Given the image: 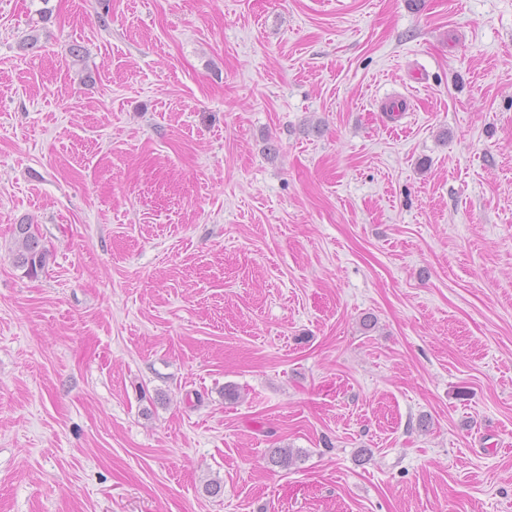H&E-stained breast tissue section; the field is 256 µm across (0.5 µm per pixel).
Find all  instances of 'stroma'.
<instances>
[{"label": "stroma", "mask_w": 512, "mask_h": 512, "mask_svg": "<svg viewBox=\"0 0 512 512\" xmlns=\"http://www.w3.org/2000/svg\"><path fill=\"white\" fill-rule=\"evenodd\" d=\"M0 512H512V0H0ZM13 240L11 256L14 266L23 270L27 277H37L46 267L50 251L41 245L35 225L15 224Z\"/></svg>", "instance_id": "obj_1"}]
</instances>
